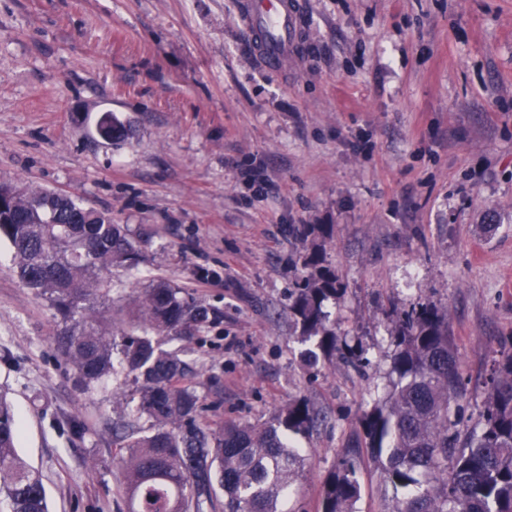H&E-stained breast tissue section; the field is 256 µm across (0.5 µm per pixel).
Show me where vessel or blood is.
<instances>
[{"label":"vessel or blood","instance_id":"obj_1","mask_svg":"<svg viewBox=\"0 0 512 512\" xmlns=\"http://www.w3.org/2000/svg\"><path fill=\"white\" fill-rule=\"evenodd\" d=\"M301 14L300 0H242L240 20L264 69L279 70L295 54L303 30Z\"/></svg>","mask_w":512,"mask_h":512}]
</instances>
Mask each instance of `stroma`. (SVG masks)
Returning a JSON list of instances; mask_svg holds the SVG:
<instances>
[{
  "label": "stroma",
  "instance_id": "stroma-1",
  "mask_svg": "<svg viewBox=\"0 0 512 512\" xmlns=\"http://www.w3.org/2000/svg\"><path fill=\"white\" fill-rule=\"evenodd\" d=\"M302 2L297 55L268 71L237 0H0V184L127 225L143 261L113 274L114 306L164 279L222 313L186 357L212 423L263 422L300 397L327 415L298 439L308 459L290 503L319 512L362 411L391 388L394 312L444 311L464 428L512 352V0ZM106 111L126 143L95 135ZM314 252L344 289L327 310L363 371L308 367L293 338L288 291ZM57 329L1 240L0 393L17 452L50 512H126L117 384L82 388ZM357 477L354 512H388L378 465L362 458Z\"/></svg>",
  "mask_w": 512,
  "mask_h": 512
}]
</instances>
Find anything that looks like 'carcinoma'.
<instances>
[{
	"label": "carcinoma",
	"mask_w": 512,
	"mask_h": 512,
	"mask_svg": "<svg viewBox=\"0 0 512 512\" xmlns=\"http://www.w3.org/2000/svg\"><path fill=\"white\" fill-rule=\"evenodd\" d=\"M17 191L0 184V238L18 280L59 318L56 349L87 389L124 376L113 433L128 512H283L304 471L288 437L311 433L325 415L303 397L265 422L212 427L197 391L201 374L163 345L192 349L221 322L220 311L160 280L133 297V330L114 335L106 276L137 267L141 250L112 216L67 195L31 190V203L12 209L7 198ZM306 266L288 311L301 341L312 343L303 358L314 366L336 356L326 305L344 289L318 255ZM390 338L397 380L359 417L365 447L395 494L389 512H512V353L493 361L478 425L463 436L452 403L465 385L445 315L414 306L396 316ZM17 435L0 395V498L10 512H49L40 474L17 455ZM359 497L357 464L346 457L325 481L320 512H354Z\"/></svg>",
	"instance_id": "1"
}]
</instances>
